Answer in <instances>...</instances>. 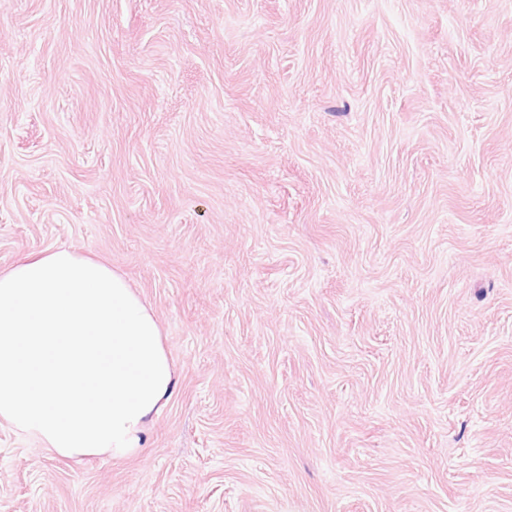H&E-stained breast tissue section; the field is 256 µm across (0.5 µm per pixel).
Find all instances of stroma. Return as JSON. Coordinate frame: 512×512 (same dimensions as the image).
<instances>
[{"label": "stroma", "mask_w": 512, "mask_h": 512, "mask_svg": "<svg viewBox=\"0 0 512 512\" xmlns=\"http://www.w3.org/2000/svg\"><path fill=\"white\" fill-rule=\"evenodd\" d=\"M123 273L145 449L0 425V512H512V0H0V271Z\"/></svg>", "instance_id": "35a3bbf8"}]
</instances>
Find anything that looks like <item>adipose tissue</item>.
Segmentation results:
<instances>
[{
  "instance_id": "adipose-tissue-1",
  "label": "adipose tissue",
  "mask_w": 512,
  "mask_h": 512,
  "mask_svg": "<svg viewBox=\"0 0 512 512\" xmlns=\"http://www.w3.org/2000/svg\"><path fill=\"white\" fill-rule=\"evenodd\" d=\"M177 383L154 312L107 263L59 247L0 272V422L59 457L139 452Z\"/></svg>"
}]
</instances>
